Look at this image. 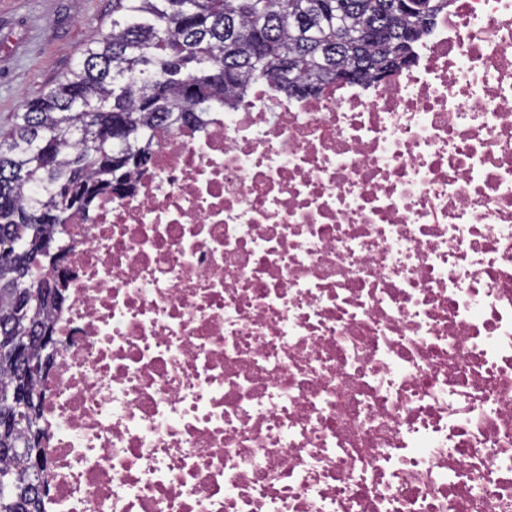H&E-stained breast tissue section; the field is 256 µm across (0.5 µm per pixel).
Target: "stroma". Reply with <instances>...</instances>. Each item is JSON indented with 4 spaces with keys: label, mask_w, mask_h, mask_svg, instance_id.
<instances>
[{
    "label": "stroma",
    "mask_w": 512,
    "mask_h": 512,
    "mask_svg": "<svg viewBox=\"0 0 512 512\" xmlns=\"http://www.w3.org/2000/svg\"><path fill=\"white\" fill-rule=\"evenodd\" d=\"M112 23V0H0V131Z\"/></svg>",
    "instance_id": "35a3bbf8"
}]
</instances>
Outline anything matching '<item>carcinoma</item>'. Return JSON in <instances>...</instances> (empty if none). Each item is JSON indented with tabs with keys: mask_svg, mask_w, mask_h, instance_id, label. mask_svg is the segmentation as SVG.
<instances>
[{
	"mask_svg": "<svg viewBox=\"0 0 512 512\" xmlns=\"http://www.w3.org/2000/svg\"><path fill=\"white\" fill-rule=\"evenodd\" d=\"M370 33L363 46L336 41V24ZM414 19L398 0H112V25L82 49L46 94L0 132V512H43L31 459L40 430L33 413L11 405L27 363L40 358L39 327L60 306L43 293L49 258L40 241L61 233L60 204L87 214L113 179L136 170L118 162L148 152L159 126L200 125L215 105L238 103L251 84L273 81L287 96L276 63L296 60L297 80L337 67L375 77L373 62L410 53L402 41ZM122 125L124 136L105 130ZM37 193L32 200L29 194ZM25 350V359L15 355Z\"/></svg>",
	"mask_w": 512,
	"mask_h": 512,
	"instance_id": "1",
	"label": "carcinoma"
}]
</instances>
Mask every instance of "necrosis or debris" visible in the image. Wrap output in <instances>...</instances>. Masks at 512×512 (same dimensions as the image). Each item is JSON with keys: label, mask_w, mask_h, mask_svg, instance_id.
<instances>
[{"label": "necrosis or debris", "mask_w": 512, "mask_h": 512, "mask_svg": "<svg viewBox=\"0 0 512 512\" xmlns=\"http://www.w3.org/2000/svg\"><path fill=\"white\" fill-rule=\"evenodd\" d=\"M412 55L62 210L44 512H512V0Z\"/></svg>", "instance_id": "1"}]
</instances>
